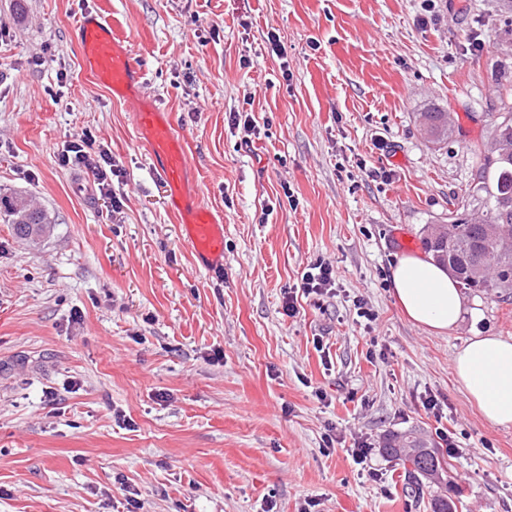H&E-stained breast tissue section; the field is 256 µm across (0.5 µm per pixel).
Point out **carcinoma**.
<instances>
[{"mask_svg": "<svg viewBox=\"0 0 512 512\" xmlns=\"http://www.w3.org/2000/svg\"><path fill=\"white\" fill-rule=\"evenodd\" d=\"M504 115L495 123L493 145L484 155L477 182L467 196L476 207L462 208L448 216L458 227L451 238L424 237L423 244L433 259L451 271L463 290L512 289V244L486 245L490 226L499 227L512 238V152L505 154L497 144L512 146V105H503ZM423 127L436 141L448 139L451 125L446 112H424ZM0 215L24 239L42 236L50 224L47 212L21 196L0 198ZM391 458L407 466L411 492L421 494L428 484L445 480L446 470L427 441L409 432L396 435L384 447Z\"/></svg>", "mask_w": 512, "mask_h": 512, "instance_id": "cac0c4a2", "label": "carcinoma"}]
</instances>
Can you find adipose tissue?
Returning a JSON list of instances; mask_svg holds the SVG:
<instances>
[{"label":"adipose tissue","instance_id":"adipose-tissue-1","mask_svg":"<svg viewBox=\"0 0 512 512\" xmlns=\"http://www.w3.org/2000/svg\"><path fill=\"white\" fill-rule=\"evenodd\" d=\"M390 287L412 322L440 333L458 326L464 311L462 290L431 259L398 258L390 271ZM453 373L487 424L512 426V337H470L454 354Z\"/></svg>","mask_w":512,"mask_h":512}]
</instances>
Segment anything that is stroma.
<instances>
[{
  "label": "stroma",
  "instance_id": "stroma-1",
  "mask_svg": "<svg viewBox=\"0 0 512 512\" xmlns=\"http://www.w3.org/2000/svg\"><path fill=\"white\" fill-rule=\"evenodd\" d=\"M88 9L184 136L224 219L222 273L184 244L131 106L86 78ZM511 86L503 0H0V197L52 221L34 241L0 222V512H127L128 487L139 512H433L457 491L463 512H512V427L486 424L452 369L470 336H512V295L467 293L437 334L389 286L462 206ZM245 110L247 147L228 123ZM432 110L447 142L420 127ZM86 128L119 170L111 195L58 164ZM320 259L335 292L286 315ZM442 427L454 485L414 496L384 442L415 431L441 450ZM362 441L380 481L352 460ZM423 127L426 129L425 133L436 141H443L448 139L451 132V125L448 122V113L446 112H424Z\"/></svg>",
  "mask_w": 512,
  "mask_h": 512
}]
</instances>
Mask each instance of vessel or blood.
<instances>
[{
  "label": "vessel or blood",
  "instance_id": "vessel-or-blood-1",
  "mask_svg": "<svg viewBox=\"0 0 512 512\" xmlns=\"http://www.w3.org/2000/svg\"><path fill=\"white\" fill-rule=\"evenodd\" d=\"M84 70L113 97L134 110L138 132L151 155L153 172L168 209L181 221L183 235L206 270H224V226L197 201L188 152L168 112L141 93L142 73L126 44L102 14L87 11L76 23Z\"/></svg>",
  "mask_w": 512,
  "mask_h": 512
}]
</instances>
